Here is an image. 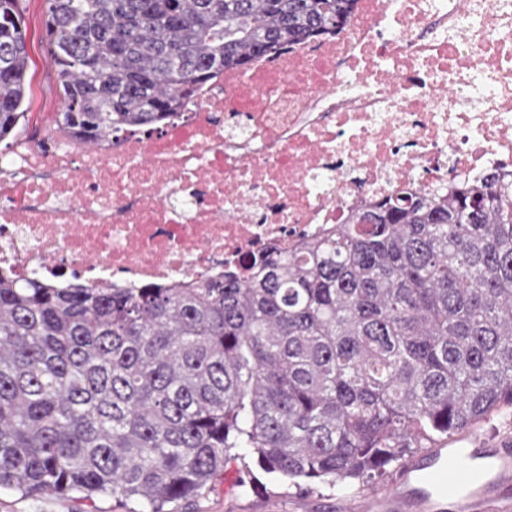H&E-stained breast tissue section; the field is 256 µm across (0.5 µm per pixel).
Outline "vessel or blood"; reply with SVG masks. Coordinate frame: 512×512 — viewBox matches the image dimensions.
<instances>
[{
    "instance_id": "obj_1",
    "label": "vessel or blood",
    "mask_w": 512,
    "mask_h": 512,
    "mask_svg": "<svg viewBox=\"0 0 512 512\" xmlns=\"http://www.w3.org/2000/svg\"><path fill=\"white\" fill-rule=\"evenodd\" d=\"M458 440L409 457L383 486L338 498L336 512H512V446L485 447L473 431Z\"/></svg>"
}]
</instances>
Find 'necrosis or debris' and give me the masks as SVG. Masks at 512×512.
I'll return each mask as SVG.
<instances>
[{"label":"necrosis or debris","mask_w":512,"mask_h":512,"mask_svg":"<svg viewBox=\"0 0 512 512\" xmlns=\"http://www.w3.org/2000/svg\"><path fill=\"white\" fill-rule=\"evenodd\" d=\"M512 181V0H355L335 33L225 70L154 132L44 123L0 152V271L138 288L248 277L401 192Z\"/></svg>","instance_id":"necrosis-or-debris-1"}]
</instances>
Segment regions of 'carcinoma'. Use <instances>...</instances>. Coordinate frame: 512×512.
<instances>
[{
  "label": "carcinoma",
  "instance_id": "obj_1",
  "mask_svg": "<svg viewBox=\"0 0 512 512\" xmlns=\"http://www.w3.org/2000/svg\"><path fill=\"white\" fill-rule=\"evenodd\" d=\"M355 0H45L56 122L151 132L229 68L345 25ZM21 0H0V142L29 110ZM512 417V182L402 192L191 287L0 273V489L196 495L232 457L340 494Z\"/></svg>",
  "mask_w": 512,
  "mask_h": 512
}]
</instances>
